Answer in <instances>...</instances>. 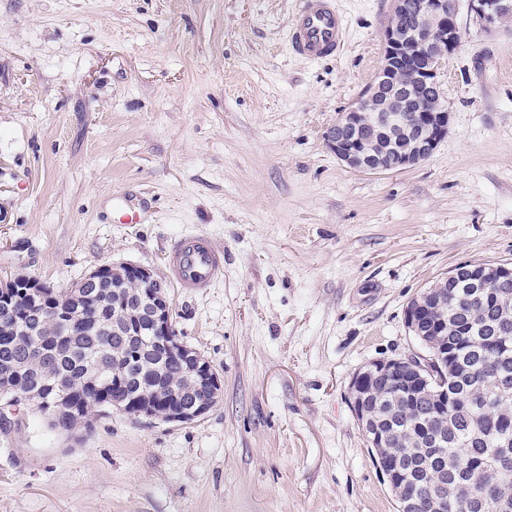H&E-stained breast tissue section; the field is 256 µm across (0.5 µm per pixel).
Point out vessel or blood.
I'll list each match as a JSON object with an SVG mask.
<instances>
[{"mask_svg":"<svg viewBox=\"0 0 512 512\" xmlns=\"http://www.w3.org/2000/svg\"><path fill=\"white\" fill-rule=\"evenodd\" d=\"M346 33V20L336 0H299L288 29V45L306 59L332 58L340 53ZM166 259L172 281L184 293L207 294L224 279V252L204 233L174 239Z\"/></svg>","mask_w":512,"mask_h":512,"instance_id":"obj_1","label":"vessel or blood"}]
</instances>
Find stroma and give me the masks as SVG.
I'll return each mask as SVG.
<instances>
[{
  "label": "stroma",
  "mask_w": 512,
  "mask_h": 512,
  "mask_svg": "<svg viewBox=\"0 0 512 512\" xmlns=\"http://www.w3.org/2000/svg\"><path fill=\"white\" fill-rule=\"evenodd\" d=\"M298 0H0V279L64 290L135 263L168 284L223 395L188 423L98 413L0 425V512H397L352 411L369 362L416 349L408 301L464 261L512 263V28L445 61L448 135L399 172L325 135L371 81L391 0H336L342 55L294 56ZM144 197L140 223L112 218ZM224 250L204 295L165 249ZM166 259L172 281L186 294H207L224 279V251L202 232L174 239Z\"/></svg>",
  "instance_id": "35a3bbf8"
}]
</instances>
